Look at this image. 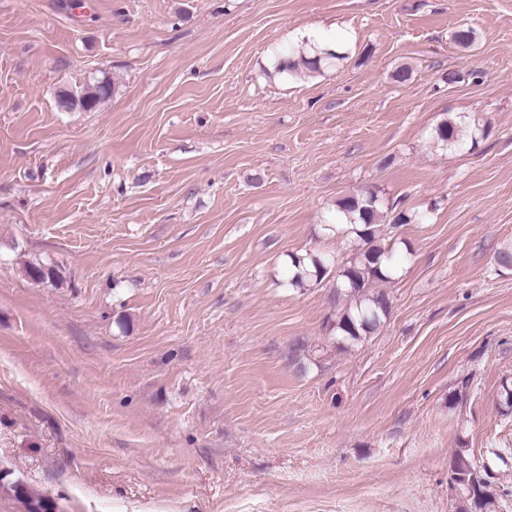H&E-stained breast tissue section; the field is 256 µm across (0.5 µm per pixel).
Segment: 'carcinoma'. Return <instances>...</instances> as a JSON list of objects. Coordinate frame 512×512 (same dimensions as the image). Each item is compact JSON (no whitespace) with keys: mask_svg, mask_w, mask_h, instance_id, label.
I'll use <instances>...</instances> for the list:
<instances>
[{"mask_svg":"<svg viewBox=\"0 0 512 512\" xmlns=\"http://www.w3.org/2000/svg\"><path fill=\"white\" fill-rule=\"evenodd\" d=\"M453 41L462 49L471 48L476 40L475 32L465 26L457 28ZM345 54L336 44L323 49L310 44L292 47L281 55L277 72L291 77H313L321 71L337 65ZM113 91L108 81L88 84L80 91L69 92L66 110L95 109ZM485 134L478 123L466 125L464 120L448 118L439 122L431 131L430 141L442 148H461L466 142L476 144L477 134ZM336 233L348 237L355 244V252L349 261L336 268V294L348 300L346 308L336 316V332L349 341H361L373 334L388 315L389 306L384 294L371 291L378 283L392 279L396 268L393 248L380 242L379 226L384 217L390 223L420 224L425 220L421 212L403 210L385 214L381 202L373 192L349 195L336 201ZM335 259L326 254H291L288 260V278L285 284L291 288H303L312 281L321 280L333 269ZM452 479L460 486L476 481V489L470 495L473 512H494L497 492L480 477L470 459L463 454L454 458Z\"/></svg>","mask_w":512,"mask_h":512,"instance_id":"carcinoma-1","label":"carcinoma"}]
</instances>
